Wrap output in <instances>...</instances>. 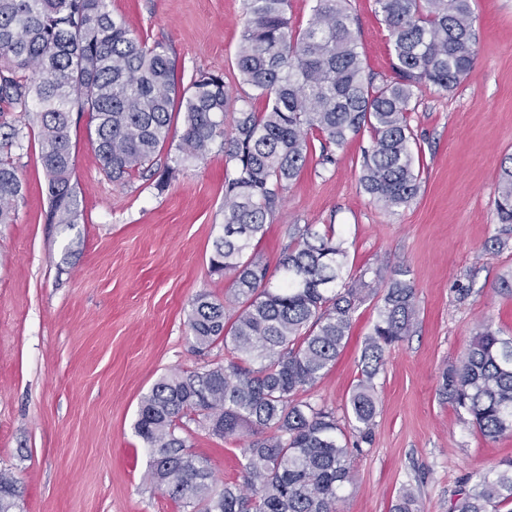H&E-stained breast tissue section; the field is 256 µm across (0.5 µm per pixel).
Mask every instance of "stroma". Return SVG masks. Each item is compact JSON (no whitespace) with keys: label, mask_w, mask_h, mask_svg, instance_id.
I'll return each instance as SVG.
<instances>
[{"label":"stroma","mask_w":512,"mask_h":512,"mask_svg":"<svg viewBox=\"0 0 512 512\" xmlns=\"http://www.w3.org/2000/svg\"><path fill=\"white\" fill-rule=\"evenodd\" d=\"M477 56L450 92L424 86L410 114L420 190L388 213L364 191L369 134L313 156L291 181L265 236L251 251L277 273L293 224H330L346 242L348 269H400L417 293L411 336L392 345L375 379L373 441L353 453L341 512H391L402 487L415 512H451L464 478L512 460V432L490 440L444 402L442 369L458 362L481 325L512 335V274L494 201L499 167L512 155V0H473ZM113 15L148 41L163 42L183 80L223 74L232 99L248 88L236 53L243 0H111ZM365 71L392 74L388 32L373 0H350ZM75 224H51L39 145L13 150L23 182L14 223L0 224V470L18 478L21 512H185L146 480L150 456L133 424L141 398L162 376L223 362V346H193L187 316L197 295L226 298L211 274L224 222V151L179 165L171 184L109 180L86 118L71 126ZM469 288L459 298L458 288ZM376 298L359 305L335 365L311 387L312 401L343 410L360 374ZM183 434L220 482L241 479L246 438L210 436L196 420Z\"/></svg>","instance_id":"obj_1"}]
</instances>
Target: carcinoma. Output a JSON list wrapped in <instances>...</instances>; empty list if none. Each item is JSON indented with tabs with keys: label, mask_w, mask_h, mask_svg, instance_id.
Returning a JSON list of instances; mask_svg holds the SVG:
<instances>
[{
	"label": "carcinoma",
	"mask_w": 512,
	"mask_h": 512,
	"mask_svg": "<svg viewBox=\"0 0 512 512\" xmlns=\"http://www.w3.org/2000/svg\"><path fill=\"white\" fill-rule=\"evenodd\" d=\"M374 5L393 52V76L378 85L365 75L346 0H315L299 30L288 0H243L237 68L251 94L233 111L228 131L224 75L201 71L184 87L167 48L133 34L112 15L109 0H0V115H36L50 223L78 217L75 115L88 114L90 140L113 181L151 171L163 189L177 165L204 158L216 142L224 148V225L210 265L230 277L232 298L200 294L187 318L197 350L222 343L224 362L159 379L142 397L134 423L152 455L149 481L190 512H340L353 480L352 451L371 441L383 353L414 327L413 285L400 271L375 270L383 291L361 377L344 408L347 434L335 408L302 395L336 361L374 282L347 272L345 241L330 226L288 230L274 287L268 266L248 253L313 152L342 148L365 130L366 193L390 213L417 196L409 122L415 89L448 92L473 66L472 0ZM256 100L263 111L254 109ZM178 117L179 156L173 166L156 167ZM23 139L21 127L0 122V224L13 222L23 195L12 157ZM495 210L498 223L512 224V155L500 165ZM439 395L483 436L512 432V336L482 326L459 362L443 370ZM190 414L219 439L254 436L242 452V484H218L192 452L180 434ZM21 497L14 475L0 471V512H15ZM511 503L512 460L466 478L452 512H499Z\"/></svg>",
	"instance_id": "carcinoma-1"
}]
</instances>
